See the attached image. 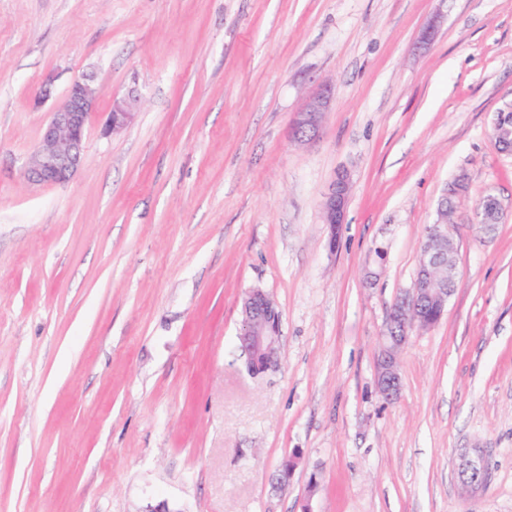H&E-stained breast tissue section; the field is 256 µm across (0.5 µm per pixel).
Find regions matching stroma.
Wrapping results in <instances>:
<instances>
[{
    "label": "stroma",
    "mask_w": 512,
    "mask_h": 512,
    "mask_svg": "<svg viewBox=\"0 0 512 512\" xmlns=\"http://www.w3.org/2000/svg\"><path fill=\"white\" fill-rule=\"evenodd\" d=\"M85 75L98 111L134 95L133 123L92 120L69 183L27 184ZM324 83L319 137L292 141ZM508 102L512 0H0V512H512ZM460 176L454 291L389 403L386 315ZM489 193L501 219L477 223ZM254 288L281 315L259 378L238 342ZM351 188V173L346 169L338 170L321 203L322 222L329 224L330 231H336V224H344ZM457 480L468 496L476 495L483 490L488 480V471L480 452L465 453L461 456Z\"/></svg>",
    "instance_id": "35a3bbf8"
}]
</instances>
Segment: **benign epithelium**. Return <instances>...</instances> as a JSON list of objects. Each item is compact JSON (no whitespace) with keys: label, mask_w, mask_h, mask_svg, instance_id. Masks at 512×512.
<instances>
[{"label":"benign epithelium","mask_w":512,"mask_h":512,"mask_svg":"<svg viewBox=\"0 0 512 512\" xmlns=\"http://www.w3.org/2000/svg\"><path fill=\"white\" fill-rule=\"evenodd\" d=\"M98 89L91 75L73 81L63 101L43 125L38 144L25 168L27 182L39 186L68 183L85 162V138L94 116H99L104 132L117 134L126 129L134 117L131 99L115 97L107 112H96ZM332 102V90L324 86L307 97L296 111L291 134L297 142L316 139L321 130L322 115ZM352 188L351 173L340 169L332 179L321 203L322 223L330 227V247H336V225L345 221ZM444 205H439V220L429 228L421 245V257L411 288L394 299L386 318L382 345L377 359V387L387 401L399 398L402 382L399 373L400 355L409 339L408 332L425 321L420 312L423 301L445 307L452 295L454 274L441 278L438 268L448 263V224L444 220ZM499 199L488 194L482 198V209L476 218L485 224L499 223ZM245 314L239 343L248 355L262 354L265 370L276 368L280 357L281 318L269 296L260 289L248 292L244 299ZM457 480L465 494L475 495L483 490L488 471L480 452L465 453L457 468Z\"/></svg>","instance_id":"7a95c632"}]
</instances>
